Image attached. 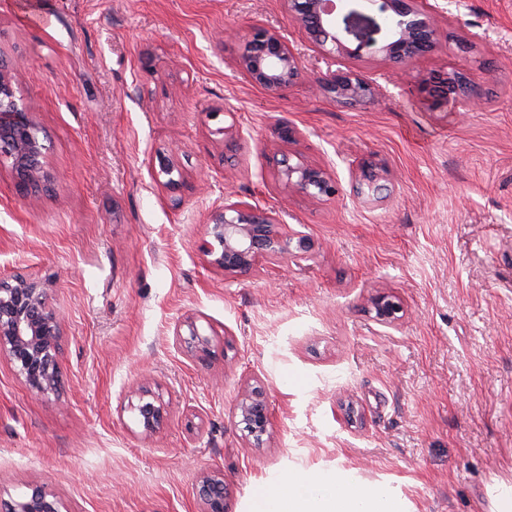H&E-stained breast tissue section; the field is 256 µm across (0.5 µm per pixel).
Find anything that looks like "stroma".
Listing matches in <instances>:
<instances>
[{
  "label": "stroma",
  "mask_w": 512,
  "mask_h": 512,
  "mask_svg": "<svg viewBox=\"0 0 512 512\" xmlns=\"http://www.w3.org/2000/svg\"><path fill=\"white\" fill-rule=\"evenodd\" d=\"M437 21L446 46L408 68L354 61L383 92L347 107L315 91L326 65L281 0H0V57L25 65L16 95L51 176L32 193L0 161V280L40 281L63 328L56 391L0 360V502L44 484L69 512H200L196 479L218 470L226 512L306 472L383 485L407 512H491L494 485L512 487V0ZM253 23L301 57L278 93L235 66ZM458 68L476 108L432 106L421 79ZM284 121L296 143L277 142ZM285 155L326 167L340 196L288 190ZM368 158L392 189L359 203ZM228 196L304 228L307 260L210 266L198 240ZM386 292L392 328L371 305ZM186 319L213 341L205 361L174 344ZM247 377L271 404L259 450L231 420ZM140 386L167 409L149 436L124 405ZM374 318L384 326H394L402 307L397 297L391 294H383L376 297L373 302Z\"/></svg>",
  "instance_id": "35a3bbf8"
}]
</instances>
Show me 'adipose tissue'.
Wrapping results in <instances>:
<instances>
[{"label": "adipose tissue", "mask_w": 512, "mask_h": 512, "mask_svg": "<svg viewBox=\"0 0 512 512\" xmlns=\"http://www.w3.org/2000/svg\"><path fill=\"white\" fill-rule=\"evenodd\" d=\"M310 483L324 486L321 495L298 492L296 480H289L273 495H258L255 512H399L396 502L379 485L350 487L340 475H313Z\"/></svg>", "instance_id": "adipose-tissue-1"}]
</instances>
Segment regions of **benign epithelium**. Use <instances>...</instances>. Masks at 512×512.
<instances>
[{"instance_id":"7a95c632","label":"benign epithelium","mask_w":512,"mask_h":512,"mask_svg":"<svg viewBox=\"0 0 512 512\" xmlns=\"http://www.w3.org/2000/svg\"><path fill=\"white\" fill-rule=\"evenodd\" d=\"M378 14L373 18L351 9L337 11L336 0H283L292 20L305 31L313 51L327 61V69L316 77V87L340 104L368 103L380 93V86L352 69H340L341 61L367 54L401 68L441 47L440 29L433 12L422 0H366ZM356 40V47L349 46ZM252 83L277 93L297 80L302 62L288 39L279 31L253 25L237 63ZM20 68L5 69L0 62V157L11 160L18 184L46 177L45 151L35 133L27 107L16 98L14 84ZM468 82L459 69L425 80L423 90L431 105L450 99L473 101L467 95ZM279 181L311 198H334L339 193L335 175L303 159L281 161ZM391 174L386 166L367 161L354 177L355 199L381 201L387 198ZM198 248L224 275L247 276L264 264L283 259L301 260L311 250L310 236L280 222L273 211L237 200L215 210ZM374 318L394 326L402 307L397 297L383 294L373 302ZM188 329L183 334L182 328ZM60 313L50 304L44 288L24 279L0 287V358L24 380L32 392L47 394L56 389L61 343ZM212 340L191 321L179 323L176 346L188 355L209 356ZM144 433H152L164 422V407L146 388L127 396ZM236 427L261 447L272 433L270 400L259 384L244 383L232 410ZM201 512H224L227 487L220 472H204L195 485ZM63 503L51 489L35 485L24 497L9 504V512H61Z\"/></svg>"}]
</instances>
